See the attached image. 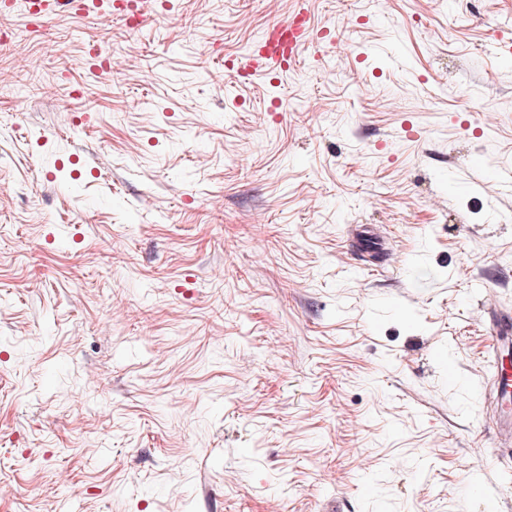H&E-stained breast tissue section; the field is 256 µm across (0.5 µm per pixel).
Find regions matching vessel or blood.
I'll return each mask as SVG.
<instances>
[{"label":"vessel or blood","mask_w":512,"mask_h":512,"mask_svg":"<svg viewBox=\"0 0 512 512\" xmlns=\"http://www.w3.org/2000/svg\"><path fill=\"white\" fill-rule=\"evenodd\" d=\"M82 0H0V13L12 12L23 6L28 15L42 20L65 13H80ZM311 17L307 9L295 10L290 18L268 26L246 69L249 75L265 76L285 72L300 64L302 51L311 40ZM487 314L494 326L490 336V352L499 360L492 381L494 398L501 411L495 422L498 447H512V415L507 406L512 403V370L503 364L505 353L512 351V311L496 307Z\"/></svg>","instance_id":"obj_1"}]
</instances>
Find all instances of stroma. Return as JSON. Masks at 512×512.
<instances>
[{
    "instance_id": "obj_1",
    "label": "stroma",
    "mask_w": 512,
    "mask_h": 512,
    "mask_svg": "<svg viewBox=\"0 0 512 512\" xmlns=\"http://www.w3.org/2000/svg\"><path fill=\"white\" fill-rule=\"evenodd\" d=\"M160 0L0 44V512H512V0ZM98 51L117 73L71 68ZM70 106L79 121L62 128ZM395 255L368 268L349 229ZM311 17L307 8L295 10L290 18L265 29V35L241 76H265L288 72L300 64L302 51L311 41ZM487 314L494 330L490 336L489 351L499 358L497 371L492 381V391L501 411L495 421L498 448L512 447V416L508 414V403H512V373L506 366L512 348V311L497 307L488 308Z\"/></svg>"
}]
</instances>
